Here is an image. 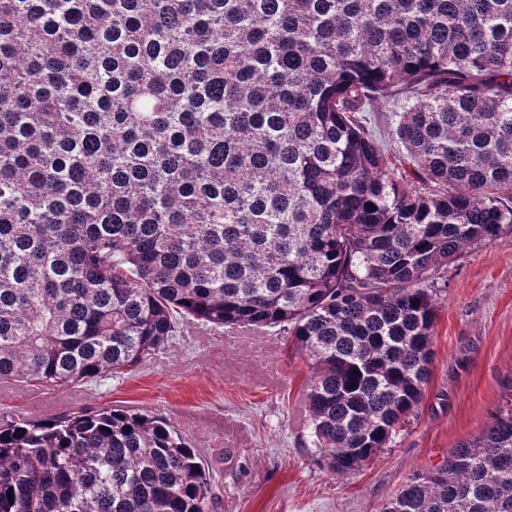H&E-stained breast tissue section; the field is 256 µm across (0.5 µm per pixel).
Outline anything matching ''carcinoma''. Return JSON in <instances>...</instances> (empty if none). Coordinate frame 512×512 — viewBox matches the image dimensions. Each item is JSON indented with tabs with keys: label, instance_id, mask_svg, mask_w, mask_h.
I'll return each instance as SVG.
<instances>
[{
	"label": "carcinoma",
	"instance_id": "carcinoma-1",
	"mask_svg": "<svg viewBox=\"0 0 512 512\" xmlns=\"http://www.w3.org/2000/svg\"><path fill=\"white\" fill-rule=\"evenodd\" d=\"M505 225L512 0H0L1 381L275 328L349 474L425 396L448 264ZM505 396L381 512H512ZM211 479L159 415L0 420V512H210ZM396 107L392 100L384 99L375 104L374 112H370L372 125L381 133L383 140L388 145L392 144L394 151L401 149L394 141L392 142L391 135V112H394Z\"/></svg>",
	"mask_w": 512,
	"mask_h": 512
}]
</instances>
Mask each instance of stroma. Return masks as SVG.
<instances>
[{"mask_svg": "<svg viewBox=\"0 0 512 512\" xmlns=\"http://www.w3.org/2000/svg\"><path fill=\"white\" fill-rule=\"evenodd\" d=\"M436 306L422 403L378 458L350 474L320 466L304 423L308 360L272 331L192 328L95 384L0 382V415L124 407L164 416L212 470V512H380L411 473L441 464L494 420L512 378V226L449 266Z\"/></svg>", "mask_w": 512, "mask_h": 512, "instance_id": "35a3bbf8", "label": "stroma"}]
</instances>
